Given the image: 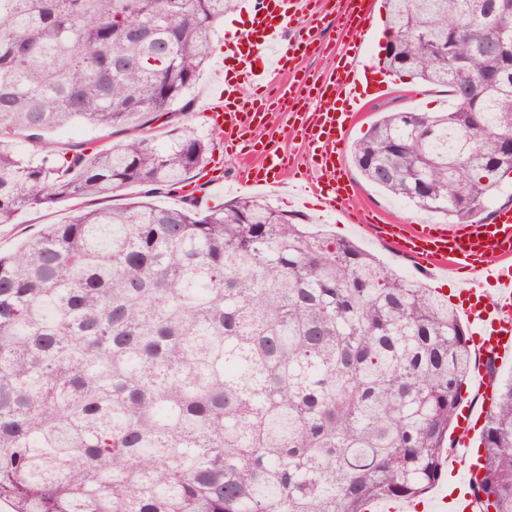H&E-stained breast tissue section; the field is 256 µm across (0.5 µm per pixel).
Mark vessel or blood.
<instances>
[{"label":"vessel or blood","instance_id":"obj_1","mask_svg":"<svg viewBox=\"0 0 512 512\" xmlns=\"http://www.w3.org/2000/svg\"><path fill=\"white\" fill-rule=\"evenodd\" d=\"M343 27L350 35L345 53L322 79L300 74L296 61L314 48L317 35L309 27L323 0H260L248 16V26L224 43V57L231 60L224 78L205 111L208 124L222 130L225 147L243 146L259 155L262 164L249 173L248 187L285 190L290 201L301 192L286 187L281 173L287 156L277 147L259 143L256 132L266 128L277 112L290 113L292 129L314 150L316 179L308 190L321 210L344 216L350 223L362 218L346 198L341 162L345 137L354 112L366 96H381L387 82L364 91L369 65L362 57L364 35L371 18L364 0H339ZM304 31L291 33L292 24ZM381 232L403 254L425 268L461 277L456 304L471 327V343L478 361L496 364L512 359V209H496L491 219L447 227L430 224H385ZM482 418L463 407L457 420L462 450L454 459L458 469H469L468 446ZM472 493L464 484L443 486L431 505L401 501H375L368 512H473Z\"/></svg>","mask_w":512,"mask_h":512}]
</instances>
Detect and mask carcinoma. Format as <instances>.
<instances>
[{
	"mask_svg": "<svg viewBox=\"0 0 512 512\" xmlns=\"http://www.w3.org/2000/svg\"><path fill=\"white\" fill-rule=\"evenodd\" d=\"M236 2L0 0V223L146 188L0 256V500L15 512H365L439 480L476 362L448 296L262 197L202 210L181 190L216 137L144 133L184 114ZM384 8L382 67L451 106L381 113L352 160L469 224L512 173V0ZM74 123L135 134L89 153L45 139ZM476 467L478 512H512V379L496 380Z\"/></svg>",
	"mask_w": 512,
	"mask_h": 512,
	"instance_id": "carcinoma-1",
	"label": "carcinoma"
}]
</instances>
